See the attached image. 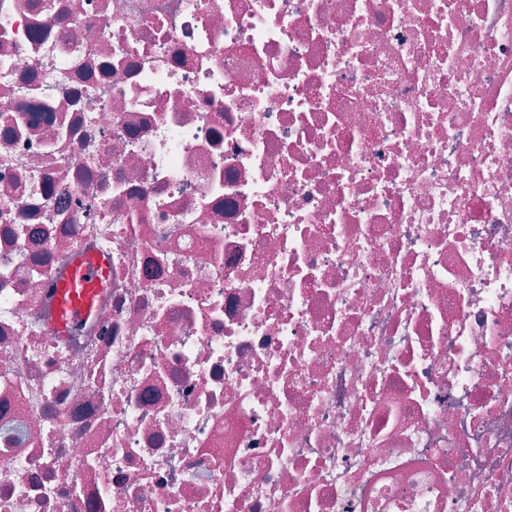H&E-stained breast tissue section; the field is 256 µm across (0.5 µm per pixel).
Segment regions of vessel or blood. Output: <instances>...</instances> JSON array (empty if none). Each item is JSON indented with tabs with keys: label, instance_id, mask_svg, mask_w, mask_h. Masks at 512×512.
<instances>
[{
	"label": "vessel or blood",
	"instance_id": "b4317fda",
	"mask_svg": "<svg viewBox=\"0 0 512 512\" xmlns=\"http://www.w3.org/2000/svg\"><path fill=\"white\" fill-rule=\"evenodd\" d=\"M108 273L106 255L75 260L68 275L56 287L57 331H65L91 315L96 296L106 286Z\"/></svg>",
	"mask_w": 512,
	"mask_h": 512
}]
</instances>
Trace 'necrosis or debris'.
Instances as JSON below:
<instances>
[{"mask_svg": "<svg viewBox=\"0 0 512 512\" xmlns=\"http://www.w3.org/2000/svg\"><path fill=\"white\" fill-rule=\"evenodd\" d=\"M0 512H512V0H0ZM109 259L104 254L79 257L56 287V330L63 332L88 318L96 296L106 287Z\"/></svg>", "mask_w": 512, "mask_h": 512, "instance_id": "4bbe7bcc", "label": "necrosis or debris"}]
</instances>
